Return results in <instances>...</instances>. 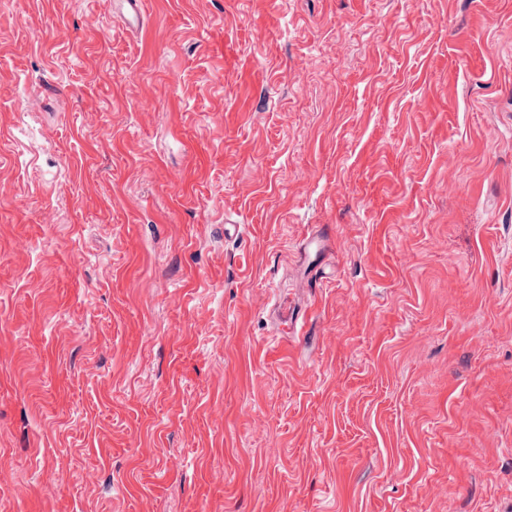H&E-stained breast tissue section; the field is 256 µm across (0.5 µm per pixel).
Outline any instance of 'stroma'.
Wrapping results in <instances>:
<instances>
[{
	"instance_id": "1",
	"label": "stroma",
	"mask_w": 512,
	"mask_h": 512,
	"mask_svg": "<svg viewBox=\"0 0 512 512\" xmlns=\"http://www.w3.org/2000/svg\"><path fill=\"white\" fill-rule=\"evenodd\" d=\"M143 2L0 0V512H512V0ZM276 311L279 324L286 328L285 330H287V334L290 336L276 337L272 340V343L281 345L284 342H288L290 338L294 339L307 335V332L304 330V319L299 318V310L295 312V306L288 303V298H284L278 303Z\"/></svg>"
}]
</instances>
